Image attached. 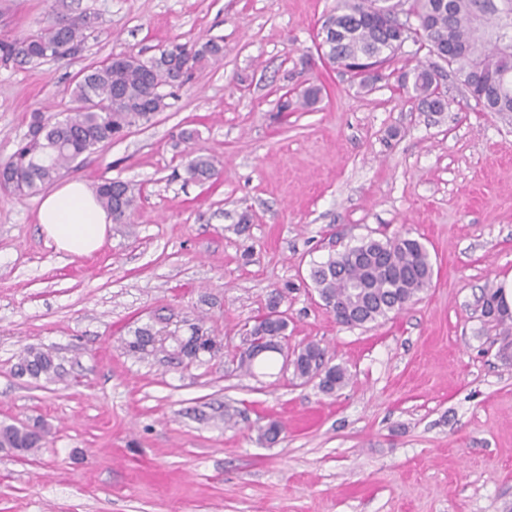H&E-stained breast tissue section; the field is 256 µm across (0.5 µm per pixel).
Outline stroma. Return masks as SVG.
Segmentation results:
<instances>
[{"mask_svg":"<svg viewBox=\"0 0 512 512\" xmlns=\"http://www.w3.org/2000/svg\"><path fill=\"white\" fill-rule=\"evenodd\" d=\"M336 2L0 0V38L75 10L99 21L76 57L0 67V160L32 112L67 108L88 63L174 40L224 47L174 107L64 174L141 193L94 254L46 239L41 195L0 192V424L50 430L37 455L0 451V512H512V360L478 304L512 277V116L474 111L453 77L447 110L419 111L398 85L431 61L412 44L369 91L326 66L316 28ZM311 83L314 108L278 112ZM189 154L213 156L217 176L184 181ZM384 234L425 244L432 283L391 319L340 325L309 269ZM287 283L288 342L346 367L338 392L277 354L245 376L229 355L174 365L122 347L151 324L238 348ZM29 346L61 376L18 375ZM271 419L284 431L260 444Z\"/></svg>","mask_w":512,"mask_h":512,"instance_id":"stroma-1","label":"stroma"}]
</instances>
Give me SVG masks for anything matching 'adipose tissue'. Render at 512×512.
I'll list each match as a JSON object with an SVG mask.
<instances>
[{
	"label": "adipose tissue",
	"instance_id": "1",
	"mask_svg": "<svg viewBox=\"0 0 512 512\" xmlns=\"http://www.w3.org/2000/svg\"><path fill=\"white\" fill-rule=\"evenodd\" d=\"M38 222L58 250L85 256L102 246L112 217L98 205L86 184L71 181L43 199Z\"/></svg>",
	"mask_w": 512,
	"mask_h": 512
}]
</instances>
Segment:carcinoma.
<instances>
[{
	"label": "carcinoma",
	"instance_id": "obj_1",
	"mask_svg": "<svg viewBox=\"0 0 512 512\" xmlns=\"http://www.w3.org/2000/svg\"><path fill=\"white\" fill-rule=\"evenodd\" d=\"M411 15L414 26L399 30L397 21ZM98 17L85 12L56 17L45 27L19 36L0 39V66H36L48 60L75 56L84 49ZM326 29L321 56L361 77L362 85L374 81L367 66L379 69L398 55L404 37L445 61L462 82L480 111L512 114V0H339L336 11L322 23ZM223 56L214 40L202 44L172 43L147 59L120 52L78 71L71 90V106L57 117L33 113L24 141L5 161L0 177L8 192L19 196L38 193L54 183L71 163L85 154L122 139L131 128L143 126L172 107L176 90L209 59ZM436 66L419 65L413 72L412 89L424 112L448 108L447 95L439 91ZM186 180L202 182L216 173L214 160L206 155L189 157L184 164ZM99 204L126 223L137 206L133 184L113 178L95 186ZM434 267L425 244L398 235L364 237L356 245L314 264L309 278L326 309L348 313L344 325L364 327L386 320L417 300L431 285ZM288 288L272 292L267 311L257 317L242 337L238 367L253 370L255 354L279 353L286 339L288 321L279 311ZM483 316H492L502 327L499 355L512 358V325L506 324L499 290L482 295ZM192 328L187 338L164 336L151 326L137 327L123 349L142 356L170 351L177 357L197 360L214 357L211 347L197 338ZM326 350L311 341L295 352L294 375L304 381L319 379L322 391L341 389L349 374L340 364L325 362ZM17 372L35 379L61 375V364L47 352L29 347L16 364ZM48 429L0 424V450L17 456L34 455L46 445Z\"/></svg>",
	"mask_w": 512,
	"mask_h": 512
}]
</instances>
